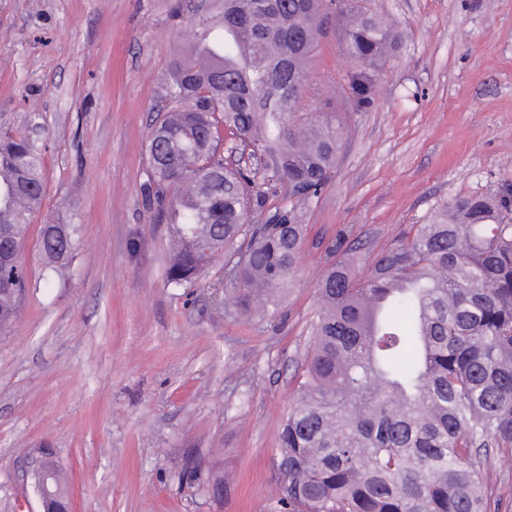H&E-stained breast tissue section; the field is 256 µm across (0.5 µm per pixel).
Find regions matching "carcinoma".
Wrapping results in <instances>:
<instances>
[{"instance_id":"carcinoma-1","label":"carcinoma","mask_w":512,"mask_h":512,"mask_svg":"<svg viewBox=\"0 0 512 512\" xmlns=\"http://www.w3.org/2000/svg\"><path fill=\"white\" fill-rule=\"evenodd\" d=\"M194 28L145 146L167 281L195 283L222 257L212 287L264 319L292 286L305 213L343 148L340 113L300 111L309 62L335 34L353 64L338 92L361 112L401 35L371 0H224ZM281 192L288 205H269ZM44 193L42 145L1 137L0 333L27 286L18 252ZM39 244L64 274L75 225H42ZM358 251L326 248L270 512H490L487 449L512 459V185L455 198L365 272Z\"/></svg>"}]
</instances>
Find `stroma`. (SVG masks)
Returning a JSON list of instances; mask_svg holds the SVG:
<instances>
[{
	"label": "stroma",
	"instance_id": "stroma-1",
	"mask_svg": "<svg viewBox=\"0 0 512 512\" xmlns=\"http://www.w3.org/2000/svg\"><path fill=\"white\" fill-rule=\"evenodd\" d=\"M403 45L374 103L344 115L337 174L306 216L294 288L272 319L169 285L145 144L165 75L224 0H0V131L39 139L46 194L21 250L29 284L0 334V512H41L47 447L77 512H270L272 460L317 309L328 241L363 263L460 195L512 183V0H372ZM352 67L335 38L302 99ZM79 227L65 277L41 224ZM224 476L214 499L187 463ZM492 512H512V465L489 455ZM53 477V468L48 464L47 457L41 456L33 469V478L39 502L44 512L49 511L48 504L55 498L51 492Z\"/></svg>",
	"mask_w": 512,
	"mask_h": 512
}]
</instances>
